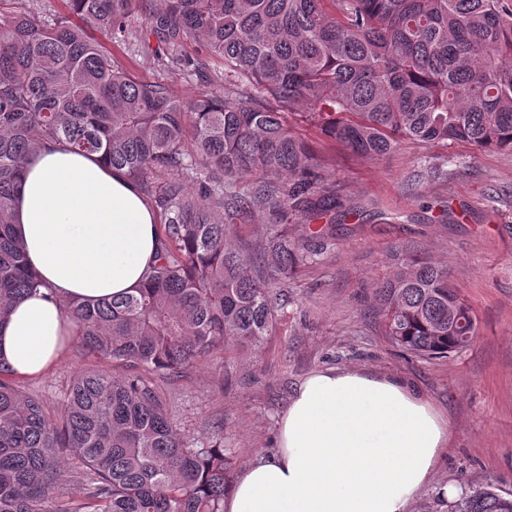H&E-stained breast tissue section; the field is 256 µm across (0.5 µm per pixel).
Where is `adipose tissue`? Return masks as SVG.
<instances>
[{"label": "adipose tissue", "mask_w": 512, "mask_h": 512, "mask_svg": "<svg viewBox=\"0 0 512 512\" xmlns=\"http://www.w3.org/2000/svg\"><path fill=\"white\" fill-rule=\"evenodd\" d=\"M14 221L41 284L0 324V362L32 377L60 356L66 303L143 285L157 216L125 171L47 142L24 167ZM447 445V425L401 379L318 370L281 415L276 452L238 476L224 512H407Z\"/></svg>", "instance_id": "1"}]
</instances>
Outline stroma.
<instances>
[{"instance_id":"1","label":"stroma","mask_w":512,"mask_h":512,"mask_svg":"<svg viewBox=\"0 0 512 512\" xmlns=\"http://www.w3.org/2000/svg\"><path fill=\"white\" fill-rule=\"evenodd\" d=\"M129 23L125 43L95 35L118 68L165 85L184 103L206 91L223 94L221 59L192 39L160 46L139 9ZM286 121L312 146L344 217L318 260L283 281L286 305L260 346L231 345L184 376L157 378L174 422L192 439L223 433L237 475L275 449L280 416L310 373L394 375L448 420L436 475L408 512H446L447 484L490 485L512 496V150L405 142L361 160L303 114ZM429 156L448 157L447 175L426 173ZM410 251L446 263L477 314V336L453 357L407 356L384 336L374 285ZM95 365L67 349L49 372L19 383L52 410L73 376Z\"/></svg>"}]
</instances>
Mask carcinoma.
I'll return each instance as SVG.
<instances>
[{
	"instance_id": "cac0c4a2",
	"label": "carcinoma",
	"mask_w": 512,
	"mask_h": 512,
	"mask_svg": "<svg viewBox=\"0 0 512 512\" xmlns=\"http://www.w3.org/2000/svg\"><path fill=\"white\" fill-rule=\"evenodd\" d=\"M0 0V321L39 286L13 231L27 160L46 140L125 171L161 214L146 283L68 303L71 342L124 373L74 377L60 412L0 363V512H224V437L190 443L152 376L179 377L219 347L257 346L284 302L278 285L322 254L296 241L298 216L336 213L309 145L284 121L303 108L360 159L405 141L512 150V0H141L167 44L199 40L224 60V95L183 104L112 65L88 30L123 42L133 0H67L43 21ZM158 173L174 177L153 185ZM266 180L248 191L239 181ZM275 220L264 247H240L239 219ZM385 336L447 358L478 333L448 266L407 254L375 285ZM69 453L82 471L60 457ZM448 512H512V497L460 487Z\"/></svg>"
}]
</instances>
